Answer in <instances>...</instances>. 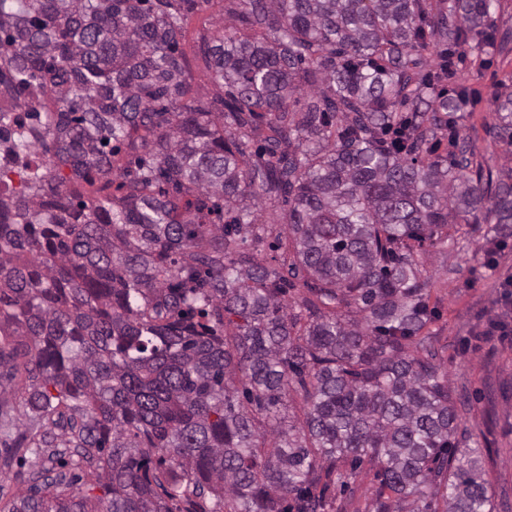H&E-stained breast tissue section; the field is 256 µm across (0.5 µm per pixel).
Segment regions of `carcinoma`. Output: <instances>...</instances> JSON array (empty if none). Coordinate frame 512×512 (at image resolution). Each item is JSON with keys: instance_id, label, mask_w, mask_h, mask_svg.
<instances>
[{"instance_id": "carcinoma-1", "label": "carcinoma", "mask_w": 512, "mask_h": 512, "mask_svg": "<svg viewBox=\"0 0 512 512\" xmlns=\"http://www.w3.org/2000/svg\"><path fill=\"white\" fill-rule=\"evenodd\" d=\"M206 2L0 0V146L42 153L20 188L0 174V396L19 399L17 447L66 429L103 490L67 496L57 475L9 512H326L348 459L377 467L374 512H493L414 246L483 222L491 261L512 238V173L460 137L470 88L448 98L418 70L430 48L451 76L495 45V0H242L240 28L199 45L213 97L180 48ZM496 114L511 148V97ZM264 195L288 201L286 275L244 250Z\"/></svg>"}]
</instances>
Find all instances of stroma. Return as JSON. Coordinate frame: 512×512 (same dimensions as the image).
I'll list each match as a JSON object with an SVG mask.
<instances>
[{"mask_svg":"<svg viewBox=\"0 0 512 512\" xmlns=\"http://www.w3.org/2000/svg\"><path fill=\"white\" fill-rule=\"evenodd\" d=\"M240 0H210L191 14L181 48L193 56L202 36L238 24ZM498 31L509 38L504 48H492L480 57H467L456 75L445 79V88L468 81L481 93L478 104L467 108L461 133L475 148V162L496 172L512 170V153L495 136L497 123L493 100L512 92V0H499L495 14ZM288 205L274 197H263L254 209L257 223L266 231L261 242H247L257 261L273 268L283 265L286 250L271 249L278 233L287 232ZM482 232L459 236L457 241L424 246L420 268L431 280L430 300L440 318L430 327L435 362L448 375L451 389L465 396L461 425L485 448V477L494 494V512H512V342H484L472 335L474 327H485L488 318L505 319L512 325V312L498 303L497 282L512 275V246L498 257L495 268H486L476 253L483 245ZM46 459L16 452L10 466L0 465V512L18 494L33 484ZM347 487H334L342 512H372L373 492L378 485L376 469L369 463L347 466Z\"/></svg>","mask_w":512,"mask_h":512,"instance_id":"35a3bbf8","label":"stroma"}]
</instances>
